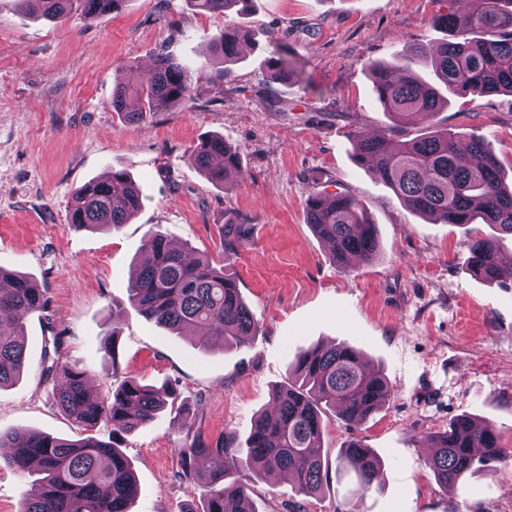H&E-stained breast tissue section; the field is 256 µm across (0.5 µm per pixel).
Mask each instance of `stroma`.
Here are the masks:
<instances>
[{"mask_svg": "<svg viewBox=\"0 0 512 512\" xmlns=\"http://www.w3.org/2000/svg\"><path fill=\"white\" fill-rule=\"evenodd\" d=\"M458 8L473 10L474 0H253L229 16L197 13L186 0H126L120 12L57 26L25 0H0V267L49 299L46 313L26 321L23 374L0 389V430L81 438L40 377L44 338L61 331L100 392L113 362L101 348L119 330L123 375L176 384L183 406L122 442L139 487L130 512H187L201 489L177 475L183 427L246 439L300 350L344 342L384 371L393 398L358 428L328 413L327 480L317 495L300 499L289 479L234 471L256 512H285L297 499L304 512H512V459L479 468L462 492L426 466L429 436L461 415L489 421L512 448V285L484 282L464 265L468 241L490 229L411 212L355 160L357 132L388 136L394 127L369 63L420 43V74L433 81L431 53L445 34L431 21ZM228 25L246 38L226 65L211 45ZM283 49L297 74L274 84L268 65ZM160 54L195 67L196 101L127 123L112 91L127 66L145 75ZM435 120L459 138H484L512 180V96H458ZM213 134L241 150L243 178L221 187L191 159ZM114 170L138 185L137 214L116 231L69 224L74 193ZM314 190L362 201L378 228V258L346 271L335 264L307 222ZM229 222L253 227L230 257L220 241ZM153 233L233 274L258 335L204 348L136 311L128 285ZM351 440L382 461L379 490L363 497L338 463Z\"/></svg>", "mask_w": 512, "mask_h": 512, "instance_id": "1", "label": "stroma"}]
</instances>
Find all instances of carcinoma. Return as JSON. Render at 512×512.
<instances>
[{
  "label": "carcinoma",
  "mask_w": 512,
  "mask_h": 512,
  "mask_svg": "<svg viewBox=\"0 0 512 512\" xmlns=\"http://www.w3.org/2000/svg\"><path fill=\"white\" fill-rule=\"evenodd\" d=\"M32 10L62 25L77 15L85 21L121 11L126 0H27ZM200 13L242 14L252 0H188ZM448 32L434 56L435 82L421 79L415 70L424 49L417 44L396 61L369 64L377 100L397 122L412 114L432 118L448 107V94H512V0H483L479 13L456 10L432 19ZM242 34L228 25L216 43L225 62L235 60ZM193 68L159 55L144 82L125 78L112 95V110L138 122L148 112L166 105L194 103ZM296 74L292 61L272 60L271 77L286 82ZM136 96L140 108L129 111L126 99ZM356 161L369 165L393 189L404 205L441 224L479 221L512 235V186L501 178L497 157L481 138L462 143L455 134L435 124L411 139L385 135H355ZM196 166L215 183L227 176H243L239 150L212 136L194 150ZM140 206L138 188L122 171L80 187L68 212L71 224L84 228L117 230ZM306 217L313 231L328 241L335 261L344 269L356 257L364 262L379 252L377 230L362 202L346 192L326 200L309 193ZM224 254L233 255L251 237L249 224L221 227ZM464 264L487 281H498L501 269L495 239L469 241ZM135 309L157 326L176 331L191 328L201 346L221 342L238 346L259 332V324L244 302L236 278L212 265L209 257H188L160 234L144 242L135 276L129 284ZM48 305L45 291L28 277L0 268V388L19 378L25 364L24 319L42 313ZM40 375L51 385L57 406L85 431L102 421L112 425V442L92 436L71 440L46 433L13 429L0 432V458L22 473L37 478L26 491L20 512H129L138 483L118 440L152 422L175 390L119 378L117 359L110 377L115 385L101 396L86 389L87 372L67 359L63 336L49 327ZM295 381L275 391L272 412L260 415L245 443L236 433L209 440L201 433H186L178 448V476L202 483L199 512H254L250 486L228 483L226 475L239 467L259 475H293L297 492L309 496L323 485L320 448L325 430L323 415L332 410L347 425L364 424L393 396L382 371L346 343L319 344L301 351L294 367ZM208 456L216 467L201 475L192 459ZM512 458V448L501 446L488 424L460 416L433 439L426 459L434 479L456 490L466 487L474 465ZM341 462L355 473L358 492L365 496L379 485L382 467L373 450L359 440L342 449Z\"/></svg>",
  "instance_id": "obj_1"
}]
</instances>
